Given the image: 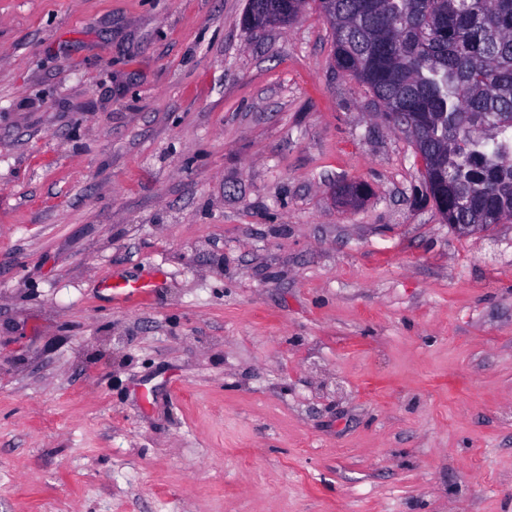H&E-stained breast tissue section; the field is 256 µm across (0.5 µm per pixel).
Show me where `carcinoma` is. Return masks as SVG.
I'll return each mask as SVG.
<instances>
[{
  "mask_svg": "<svg viewBox=\"0 0 512 512\" xmlns=\"http://www.w3.org/2000/svg\"><path fill=\"white\" fill-rule=\"evenodd\" d=\"M324 0H249L245 22H290ZM336 67L410 113L423 177L448 224L512 216V0H335Z\"/></svg>",
  "mask_w": 512,
  "mask_h": 512,
  "instance_id": "1",
  "label": "carcinoma"
}]
</instances>
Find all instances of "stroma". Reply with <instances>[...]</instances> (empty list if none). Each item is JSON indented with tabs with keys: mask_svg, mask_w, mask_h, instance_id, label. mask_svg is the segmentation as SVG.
<instances>
[{
	"mask_svg": "<svg viewBox=\"0 0 512 512\" xmlns=\"http://www.w3.org/2000/svg\"><path fill=\"white\" fill-rule=\"evenodd\" d=\"M246 6L0 0V512H512V221Z\"/></svg>",
	"mask_w": 512,
	"mask_h": 512,
	"instance_id": "35a3bbf8",
	"label": "stroma"
}]
</instances>
